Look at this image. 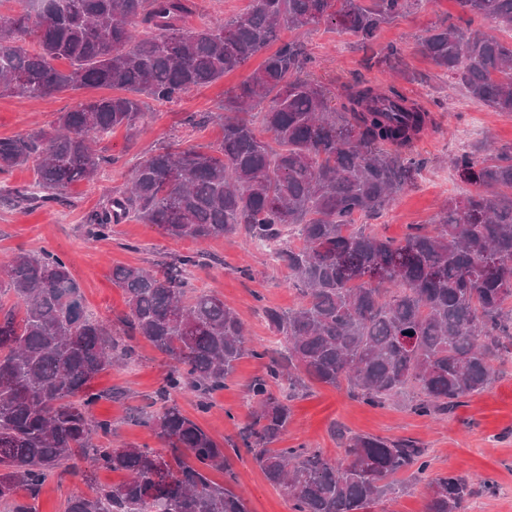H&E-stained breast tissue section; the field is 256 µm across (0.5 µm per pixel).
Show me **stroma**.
Listing matches in <instances>:
<instances>
[{"label":"stroma","mask_w":512,"mask_h":512,"mask_svg":"<svg viewBox=\"0 0 512 512\" xmlns=\"http://www.w3.org/2000/svg\"><path fill=\"white\" fill-rule=\"evenodd\" d=\"M461 16L456 0H420L410 14L395 19L379 33L375 46H399L405 66L415 74L406 84L408 96L431 108L435 124L417 141L414 154L424 165L413 186L400 193L381 214L371 219L372 230L401 240L411 225L427 224L448 198L465 192L450 164L451 157L476 144L512 146V116L471 102L455 87L447 74L417 49V40L428 29ZM313 59L310 72L332 93L342 84L361 77L375 84L385 83V71L366 68L369 54L356 38L338 33L326 24L310 26L302 37ZM252 58L225 75L224 79L190 91L178 101L161 104L148 101L141 124L143 133L131 137L123 129L98 140V146L112 162L93 182L70 184L60 202L30 208L16 206V192L36 193L33 166L0 175V263L18 250L54 252L67 261L78 281L87 314L99 320L117 321L126 311L122 290L112 283V269L135 265L150 270L166 268L176 258L196 255L197 266L187 274L195 286L231 305L246 327L248 346L275 347L280 338L268 326L264 310L298 305L300 296L283 265L272 264L268 247L245 230L205 243L174 241L156 226L129 219L113 225L112 236L96 240L87 234L86 217L130 181L135 167L155 148L170 144L177 148L208 149L224 131L220 123H209L186 133L181 121L191 112H215L228 91L236 88L259 67ZM101 88H79L59 95L29 98L0 96V137H11L35 128H50L57 113L104 96ZM131 360L103 370L91 389L101 400L94 413L112 421L110 445L159 442L145 420L155 411L154 399L170 362L142 338L132 341ZM494 377L481 393L467 398L447 416L434 420L414 414L413 390L372 407L352 398L346 387L333 388L316 382L293 388L287 381L275 384L277 396L288 398L292 416L287 432L280 438L282 448L303 447L341 458V435L367 434L391 440L408 438L426 450L430 463L424 477L401 473L397 493L388 495L377 512H423L428 480L439 474L469 477L473 495L460 512H512V354L502 353L493 361ZM265 372L263 360L245 357L239 361L223 390L214 393L208 412H199L193 394L177 396L183 412L214 438L225 444L238 440L239 429L249 420L251 403L248 387ZM230 467L212 472L214 482L241 495L247 512H293L292 502L280 489L270 485L260 467L246 451L230 453ZM85 478L75 479L56 472L46 482L34 503L36 512H64L67 500L76 494L92 493L96 486L122 481V474L85 464Z\"/></svg>","instance_id":"35a3bbf8"}]
</instances>
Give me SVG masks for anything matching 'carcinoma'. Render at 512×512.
<instances>
[{"label":"carcinoma","instance_id":"1","mask_svg":"<svg viewBox=\"0 0 512 512\" xmlns=\"http://www.w3.org/2000/svg\"><path fill=\"white\" fill-rule=\"evenodd\" d=\"M419 0H249L235 19L198 28L186 23L198 0H13L0 12V95L32 98L80 87L112 95L58 114L51 130L0 137V174L37 162L44 205L76 181L94 180L112 158L95 147L116 128L138 135L141 97L171 102L265 55L284 28L304 32L324 22L365 47ZM461 12L512 32V0H457ZM418 48L466 95L512 115V42L455 23L428 30ZM63 60L65 68L56 66ZM311 56L295 37L265 55L224 99L222 111L192 112L194 131L224 128L208 150L158 146L131 184L87 216L94 239L134 216L163 236L198 243L240 224L252 237L292 239L278 251L302 301L265 310L283 336L250 388L252 421L239 431L265 478L293 502V512H371L395 489V476L429 468L425 450L406 440L358 435L331 460L301 448H273L288 428V400L271 383L308 378L377 407L415 389L410 409L445 415L493 379L492 360L512 346V147L481 145L452 156L453 169L477 191L448 199L433 218L395 242L357 223L379 214L414 184L423 161L416 140L433 124L430 110L393 82L342 85L340 95L309 74ZM395 78L401 50L366 60ZM259 110L260 137L252 112ZM182 256L164 271L112 268L125 294L122 332L89 317L67 263L56 253L19 251L0 268V505L33 512L49 476L83 475L81 462L126 479L69 498L64 512H247L241 496L213 482L229 467L224 444L185 415L182 392L210 409L237 361L266 351L248 347L238 314L197 289ZM141 336L172 361L145 425L167 448H108L112 420L89 391L106 367L129 360L126 340ZM424 512H459L474 492L455 474L428 482Z\"/></svg>","mask_w":512,"mask_h":512}]
</instances>
